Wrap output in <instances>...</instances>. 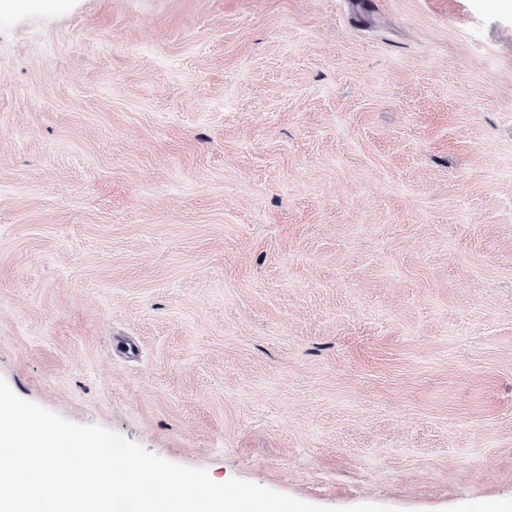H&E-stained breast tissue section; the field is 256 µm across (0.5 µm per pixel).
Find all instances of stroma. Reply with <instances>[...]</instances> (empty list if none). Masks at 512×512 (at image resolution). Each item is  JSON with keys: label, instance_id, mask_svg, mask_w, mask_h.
<instances>
[{"label": "stroma", "instance_id": "35a3bbf8", "mask_svg": "<svg viewBox=\"0 0 512 512\" xmlns=\"http://www.w3.org/2000/svg\"><path fill=\"white\" fill-rule=\"evenodd\" d=\"M0 378L217 482L512 512V0H0Z\"/></svg>", "mask_w": 512, "mask_h": 512}]
</instances>
